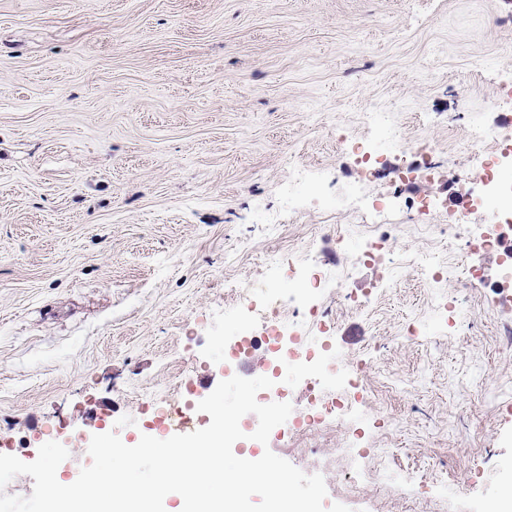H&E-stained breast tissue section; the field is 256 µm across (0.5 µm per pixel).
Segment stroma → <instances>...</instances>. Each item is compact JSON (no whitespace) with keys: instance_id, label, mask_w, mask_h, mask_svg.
Segmentation results:
<instances>
[{"instance_id":"stroma-1","label":"stroma","mask_w":512,"mask_h":512,"mask_svg":"<svg viewBox=\"0 0 512 512\" xmlns=\"http://www.w3.org/2000/svg\"><path fill=\"white\" fill-rule=\"evenodd\" d=\"M512 0H0V452L34 461L49 441L78 477L87 419L126 445L169 438L162 413L199 396L224 368V336L240 331L224 284L266 277L276 252L305 246L327 268L351 270L365 309L330 293L337 360L362 359L378 413L396 421L397 497L344 471L326 504L358 482L378 512H439L443 477L477 476L475 512L512 476V286L493 303L480 288L429 283L421 253L462 260L465 239L441 216L395 213L383 230L397 287L357 262L369 227L345 195L357 159L347 140L371 136L387 113L400 137L432 141L446 180L405 182L412 157L388 151L371 190L447 203L478 195L461 180L468 127L512 115ZM486 66L471 80L475 56ZM497 97L500 108H485ZM315 180L299 219L265 224L288 207V174ZM333 201L323 212L322 201ZM473 313L448 323V303Z\"/></svg>"}]
</instances>
